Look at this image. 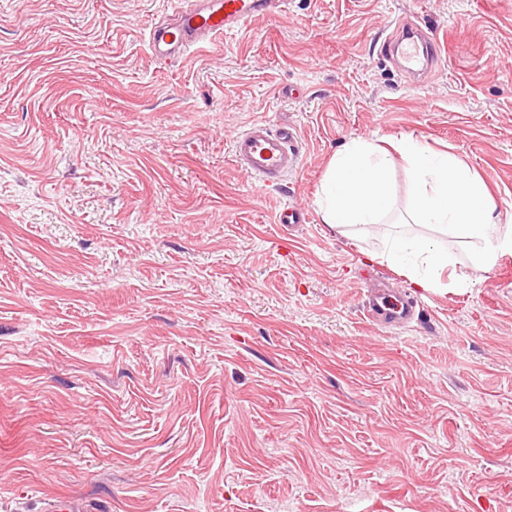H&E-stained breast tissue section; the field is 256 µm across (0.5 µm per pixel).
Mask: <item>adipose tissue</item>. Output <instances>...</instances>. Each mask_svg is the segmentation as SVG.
Segmentation results:
<instances>
[{"label":"adipose tissue","instance_id":"adipose-tissue-1","mask_svg":"<svg viewBox=\"0 0 512 512\" xmlns=\"http://www.w3.org/2000/svg\"><path fill=\"white\" fill-rule=\"evenodd\" d=\"M413 175L409 203L413 223L439 228L474 242L472 257L492 269L500 255L512 253V228L502 229L497 205L481 180L455 156L407 136L395 145ZM388 151L356 139L335 154L317 198L323 223L336 227L383 223L393 209ZM383 258L404 266L412 286L428 292L464 284L458 260L432 239L388 236Z\"/></svg>","mask_w":512,"mask_h":512}]
</instances>
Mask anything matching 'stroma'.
I'll return each mask as SVG.
<instances>
[{
  "label": "stroma",
  "mask_w": 512,
  "mask_h": 512,
  "mask_svg": "<svg viewBox=\"0 0 512 512\" xmlns=\"http://www.w3.org/2000/svg\"><path fill=\"white\" fill-rule=\"evenodd\" d=\"M169 8L0 0V512H512V266L316 205L352 140L411 136L512 223V0H291L164 68ZM403 19L446 40L418 86ZM260 119L299 133L273 189L232 160ZM398 230L465 287L415 290ZM381 281L410 325L367 317Z\"/></svg>",
  "instance_id": "stroma-1"
}]
</instances>
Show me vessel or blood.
Wrapping results in <instances>:
<instances>
[{"instance_id": "b4317fda", "label": "vessel or blood", "mask_w": 512, "mask_h": 512, "mask_svg": "<svg viewBox=\"0 0 512 512\" xmlns=\"http://www.w3.org/2000/svg\"><path fill=\"white\" fill-rule=\"evenodd\" d=\"M290 0H172L169 20L155 23L148 32V49L161 65L178 61L191 50L246 27L259 17L275 18L288 10ZM391 43L411 74L430 71L441 57L435 34L420 33L416 27L396 29ZM291 128L272 127L258 121L235 135L231 153L237 165L264 184H272L299 164V152ZM414 313L412 302L386 294L376 298L372 317L386 324H401Z\"/></svg>"}]
</instances>
